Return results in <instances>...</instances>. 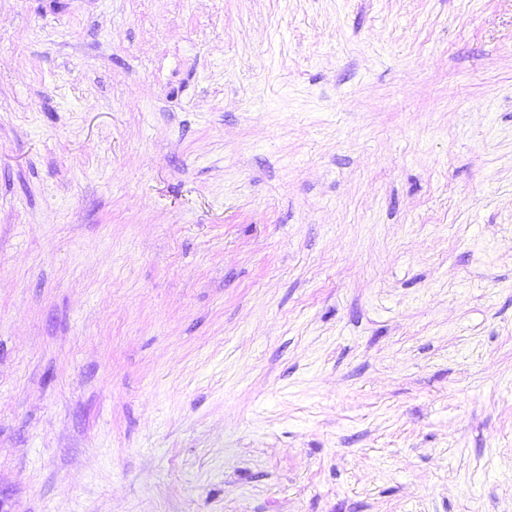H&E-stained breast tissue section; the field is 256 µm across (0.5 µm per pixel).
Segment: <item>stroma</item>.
I'll return each mask as SVG.
<instances>
[{"label":"stroma","mask_w":512,"mask_h":512,"mask_svg":"<svg viewBox=\"0 0 512 512\" xmlns=\"http://www.w3.org/2000/svg\"><path fill=\"white\" fill-rule=\"evenodd\" d=\"M6 512H512V0H0Z\"/></svg>","instance_id":"35a3bbf8"}]
</instances>
